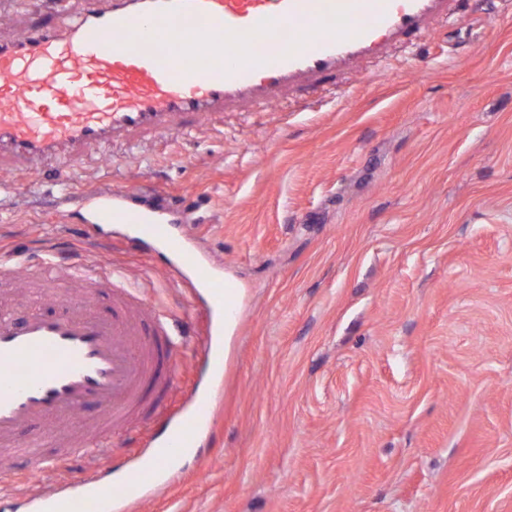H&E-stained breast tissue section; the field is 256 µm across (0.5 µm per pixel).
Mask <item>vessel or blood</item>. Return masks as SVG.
Segmentation results:
<instances>
[{
    "mask_svg": "<svg viewBox=\"0 0 512 512\" xmlns=\"http://www.w3.org/2000/svg\"><path fill=\"white\" fill-rule=\"evenodd\" d=\"M460 0H82L73 14L33 20L0 38V166L35 167L54 158L66 183L89 147L134 134L191 130L215 115L275 104L385 58L430 24L459 17ZM88 228H126L137 249L161 246L169 268L206 312L196 344L169 334L171 314L125 287L118 267L39 258L0 273L41 283L53 310L19 298L0 312V450L12 448L41 471L111 460L137 420L142 392L179 385L183 352L196 347L209 372L224 370V280L217 262L147 208L130 183L93 194ZM113 292L105 314L93 299ZM223 383L188 406L158 413L164 428L155 460L166 471L196 447L214 420ZM162 482L142 466L120 476L80 472L73 484L31 490L32 512H137Z\"/></svg>",
    "mask_w": 512,
    "mask_h": 512,
    "instance_id": "vessel-or-blood-1",
    "label": "vessel or blood"
}]
</instances>
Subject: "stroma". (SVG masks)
<instances>
[{
    "mask_svg": "<svg viewBox=\"0 0 512 512\" xmlns=\"http://www.w3.org/2000/svg\"><path fill=\"white\" fill-rule=\"evenodd\" d=\"M339 76L342 92L0 176V251L122 268L172 312L187 288L85 193L130 182L245 287L213 427L140 512H512V11ZM57 0H0V36ZM208 370L186 352L181 407Z\"/></svg>",
    "mask_w": 512,
    "mask_h": 512,
    "instance_id": "35a3bbf8",
    "label": "stroma"
}]
</instances>
